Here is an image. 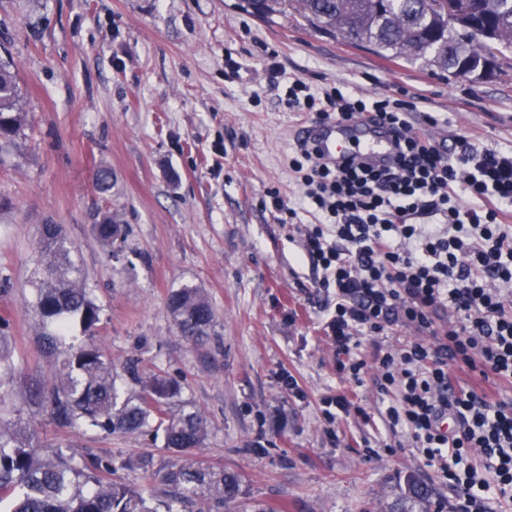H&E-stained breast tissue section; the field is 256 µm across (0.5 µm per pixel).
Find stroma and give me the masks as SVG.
Returning <instances> with one entry per match:
<instances>
[{
    "label": "stroma",
    "instance_id": "stroma-1",
    "mask_svg": "<svg viewBox=\"0 0 512 512\" xmlns=\"http://www.w3.org/2000/svg\"><path fill=\"white\" fill-rule=\"evenodd\" d=\"M14 68L30 125L0 156V331L16 369L0 417L22 415L41 444L112 459L117 480L168 499L137 461L172 459L142 432L81 433L34 399L55 371L30 286L41 225H60L102 307L98 341L116 367L180 382L202 411L197 454L242 475L238 512H449L455 494L387 431L388 401L372 374L336 372L323 330L333 300L303 258L299 212L284 224L272 196L297 205L288 166L294 129L310 112L286 107L288 85L341 83L366 96L405 90L437 114L438 141L471 135L512 150V49L487 81L452 78L312 28L286 11L267 18L243 0H0V61ZM111 173L97 190L96 168ZM125 229L119 258L99 242L105 211ZM201 288L214 312L204 343L179 335L170 290ZM293 375L296 397L284 384ZM349 394L371 416L330 427L324 396ZM375 451L366 454L363 439Z\"/></svg>",
    "mask_w": 512,
    "mask_h": 512
}]
</instances>
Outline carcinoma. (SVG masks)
<instances>
[{"label": "carcinoma", "instance_id": "1", "mask_svg": "<svg viewBox=\"0 0 512 512\" xmlns=\"http://www.w3.org/2000/svg\"><path fill=\"white\" fill-rule=\"evenodd\" d=\"M436 0H245L251 13L267 17L290 8L310 25L338 39L366 44L382 56L407 60L424 58L441 72L484 58L487 46L480 30L489 26L506 35L512 48V0H461L457 20L444 18ZM28 112L11 66L0 62V153L25 135ZM97 238L111 253L124 240L123 225L104 213ZM44 260L31 278L34 308L45 348L62 358L49 392L51 417L61 425L94 428L107 433H162L163 447L179 457L158 473L174 490V502L156 500L145 487L112 478L106 457L76 456L69 448L43 451L36 435L21 421L0 420V502L8 512H173V503H197V512L212 504L234 502L241 494V477L211 467L195 457L207 434L203 414L171 406L181 393L177 381L159 373L142 377L136 366L127 372L140 383L134 398L121 399L118 374L94 344L101 307L89 288L72 246L59 225L40 231ZM168 309L180 335L197 342L213 326V311L202 290L185 285L170 291ZM15 369L11 337L0 333V399H4Z\"/></svg>", "mask_w": 512, "mask_h": 512}]
</instances>
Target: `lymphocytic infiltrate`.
Wrapping results in <instances>:
<instances>
[{"label": "lymphocytic infiltrate", "mask_w": 512, "mask_h": 512, "mask_svg": "<svg viewBox=\"0 0 512 512\" xmlns=\"http://www.w3.org/2000/svg\"><path fill=\"white\" fill-rule=\"evenodd\" d=\"M289 110L316 113L318 122L373 119L390 130L394 156L383 165L321 161L296 148L290 164L304 191L295 209L320 216L301 232V251L331 290L334 310L325 332L337 369L361 384L374 373L389 400L390 432L405 431L439 481L457 494L455 512H493L512 499V303L501 285L512 282V152L477 148L469 135L436 143L424 113L414 125L413 103L368 100L340 87L312 93L295 82ZM469 203H462L461 195ZM448 325L437 328L435 314ZM419 339L366 361L363 336L396 326ZM475 382L461 384L460 371Z\"/></svg>", "instance_id": "obj_1"}]
</instances>
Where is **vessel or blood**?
Masks as SVG:
<instances>
[{"label": "vessel or blood", "instance_id": "1", "mask_svg": "<svg viewBox=\"0 0 512 512\" xmlns=\"http://www.w3.org/2000/svg\"><path fill=\"white\" fill-rule=\"evenodd\" d=\"M298 144L315 148L322 160L381 163L393 156L390 135L376 123L366 120L328 121L303 127Z\"/></svg>", "mask_w": 512, "mask_h": 512}]
</instances>
